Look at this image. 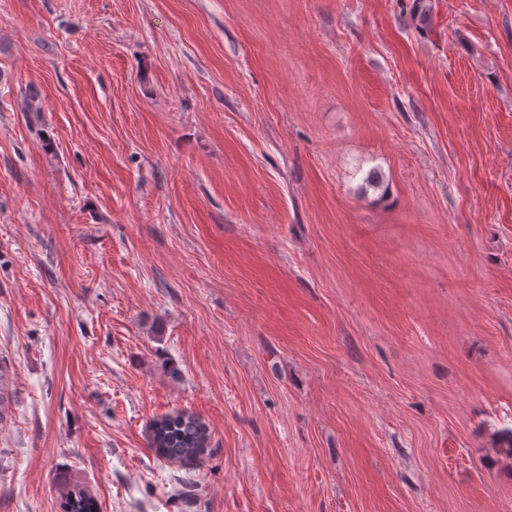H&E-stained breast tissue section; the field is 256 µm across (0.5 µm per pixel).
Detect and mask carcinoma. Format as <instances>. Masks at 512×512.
<instances>
[{"label": "carcinoma", "instance_id": "1", "mask_svg": "<svg viewBox=\"0 0 512 512\" xmlns=\"http://www.w3.org/2000/svg\"><path fill=\"white\" fill-rule=\"evenodd\" d=\"M14 389L8 367L0 361V424L9 417ZM148 443L155 454L179 467L191 469L204 461L210 444L207 424L187 411L163 415L149 426ZM100 505L81 484L73 485L62 498L61 512H99Z\"/></svg>", "mask_w": 512, "mask_h": 512}]
</instances>
